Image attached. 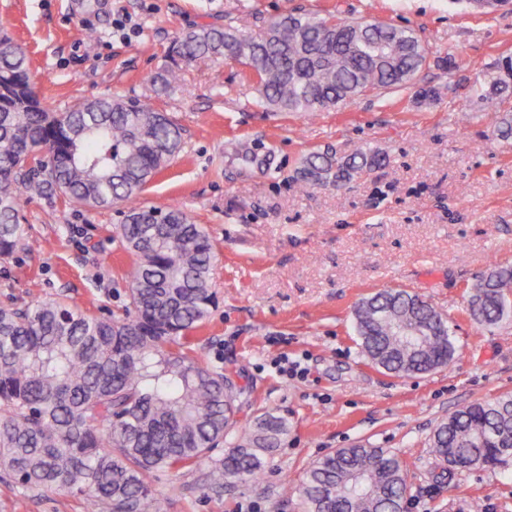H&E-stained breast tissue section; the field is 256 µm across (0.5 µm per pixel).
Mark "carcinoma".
Masks as SVG:
<instances>
[{"label":"carcinoma","mask_w":512,"mask_h":512,"mask_svg":"<svg viewBox=\"0 0 512 512\" xmlns=\"http://www.w3.org/2000/svg\"><path fill=\"white\" fill-rule=\"evenodd\" d=\"M231 58L248 69L266 111L313 115L366 91L414 84L429 50L409 27L290 11L257 31L245 22L179 33L150 77L152 92L169 93L187 63ZM32 86L27 50L0 32V259L24 246L27 197L115 207L116 233L131 255L129 306L119 317L59 299L0 307V471L25 490L83 494L94 512H165L152 485L157 472L205 464V481L218 493L226 481L256 478L288 422L267 412L238 431L242 388L196 353L191 333L214 303L213 243L181 206L138 202L181 152V128L148 98L103 97L55 110ZM511 91L512 80L498 76L475 89L498 108ZM384 161L370 145L340 158L311 152L297 181L340 186ZM467 313L490 327L512 318V266H495L471 287ZM413 326L423 335L397 336ZM354 329L369 362L400 377L445 367L459 351L448 320L406 290L362 299ZM223 443L224 456L212 457ZM431 447L450 465L512 460V395L449 416ZM407 491L396 455L357 445L311 462L293 495L298 512H397Z\"/></svg>","instance_id":"cac0c4a2"}]
</instances>
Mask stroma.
Returning a JSON list of instances; mask_svg holds the SVG:
<instances>
[{"instance_id":"35a3bbf8","label":"stroma","mask_w":512,"mask_h":512,"mask_svg":"<svg viewBox=\"0 0 512 512\" xmlns=\"http://www.w3.org/2000/svg\"><path fill=\"white\" fill-rule=\"evenodd\" d=\"M338 11L414 29L432 55L414 89L368 92L315 118L256 107L234 61L199 60L154 105L181 128L178 157L142 192L144 206H182L208 232L218 303L195 333L208 365L234 372L239 419L270 411L288 434L256 481L207 488L199 470L160 472L166 512H296L281 495L313 460L368 444L403 463L407 512H512V462L451 473L430 448L442 420L512 393V321L485 327L465 310L471 286L512 265V139L471 95L512 56V4L468 0H0V31L28 51L41 97L64 110L81 100L150 93L176 33L267 19L292 9ZM125 22V35L113 31ZM437 97L415 102V88ZM371 144L386 164L345 185L303 188L294 176L313 150L345 156ZM26 250L0 260V306L62 299L120 314L131 257L110 209L38 198L21 211ZM404 289L448 320L459 347L446 367L397 377L365 359L352 312L363 297ZM301 361L283 376L276 359ZM0 512H91L64 491L28 492L0 472Z\"/></svg>"}]
</instances>
